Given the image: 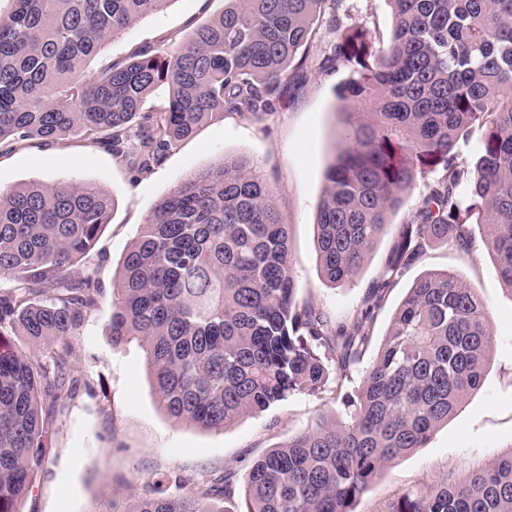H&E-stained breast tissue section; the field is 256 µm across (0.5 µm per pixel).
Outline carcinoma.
I'll return each instance as SVG.
<instances>
[{
  "label": "carcinoma",
  "mask_w": 512,
  "mask_h": 512,
  "mask_svg": "<svg viewBox=\"0 0 512 512\" xmlns=\"http://www.w3.org/2000/svg\"><path fill=\"white\" fill-rule=\"evenodd\" d=\"M0 11V154L74 133L102 138L138 172L226 112L268 113L308 68L316 26L338 0H224L175 47L146 43L88 79L101 47L169 0H10ZM376 44L348 26L318 69H351L339 99L344 143L317 214L323 276L355 277L418 179L441 172L395 225L383 278L344 321L295 300L289 226L257 164L224 157L177 184L112 284V342L143 350L174 422L223 429L335 373L341 392L372 342L385 291L422 252L474 246L470 224L512 294V0H389ZM166 87V105L146 107ZM482 129L471 159L459 143ZM112 199L93 184L0 189V512H18L47 461L50 418L76 381L73 340L100 308L93 250ZM81 271H71L77 262ZM20 336L32 347H13ZM494 355L488 308L451 271H430L392 315L346 421L315 419L254 461L242 512H354L369 482L422 447L481 386ZM232 473L195 484L162 474L140 495L112 489V512H224ZM190 485L169 495V481ZM387 512H512V449L463 479L405 493Z\"/></svg>",
  "instance_id": "carcinoma-1"
}]
</instances>
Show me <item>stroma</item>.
I'll return each mask as SVG.
<instances>
[{"instance_id":"1","label":"stroma","mask_w":512,"mask_h":512,"mask_svg":"<svg viewBox=\"0 0 512 512\" xmlns=\"http://www.w3.org/2000/svg\"><path fill=\"white\" fill-rule=\"evenodd\" d=\"M224 0H170L105 44L86 67L95 72L126 58L145 43L172 45L194 27L220 12ZM339 25L359 21L381 41L391 35L388 0H340ZM349 69L309 72L299 86L286 90L275 109L256 117L228 113L198 128L173 147L163 163L134 172L102 144L79 136L65 145L33 140L0 156V188L61 181L91 183L114 200L94 252L100 258L101 308L84 336L74 341L77 380L50 424L49 459L20 512H84L102 500L108 485H132L143 492L160 473L195 480L231 470L243 480L249 465L320 416L344 417L334 384L314 395H294L267 410L243 417L221 430L174 423L163 412L137 343L112 344V283L123 258L156 204L178 183L227 155L258 163L268 176L277 203L290 226V255L299 284L298 302L313 304L333 319L349 317L363 303L369 286L384 271L393 244L392 232L375 243L351 281L325 280L317 253V211L326 170L340 145L337 91ZM472 254L453 244L427 249L388 289L373 325L382 340L395 309L413 281L430 270H452L476 288L486 302L495 335V354L481 387L472 392L447 425L431 434L421 448L390 463L357 500L355 512H385L387 505L412 489H425L445 477L462 479L469 470L512 449V295L495 271V261L473 228Z\"/></svg>"}]
</instances>
